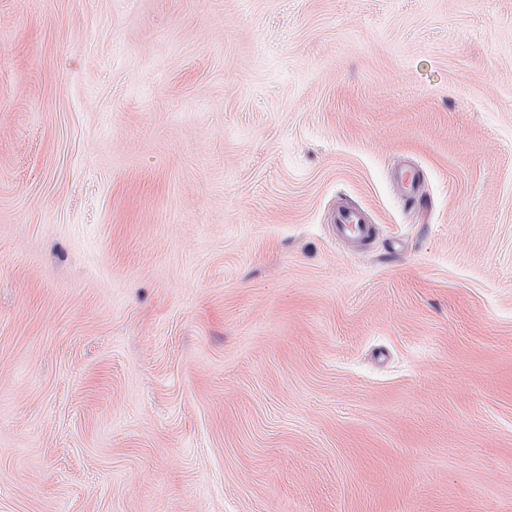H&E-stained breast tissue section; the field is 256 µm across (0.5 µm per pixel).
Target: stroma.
<instances>
[{
	"label": "stroma",
	"mask_w": 512,
	"mask_h": 512,
	"mask_svg": "<svg viewBox=\"0 0 512 512\" xmlns=\"http://www.w3.org/2000/svg\"><path fill=\"white\" fill-rule=\"evenodd\" d=\"M0 512H512V0H0ZM391 184L399 195L411 199L421 192L422 180L419 170L412 164L402 163L392 173ZM330 223L336 238L351 248H360L369 243L374 235V226L363 209L340 203L331 212Z\"/></svg>",
	"instance_id": "1"
}]
</instances>
